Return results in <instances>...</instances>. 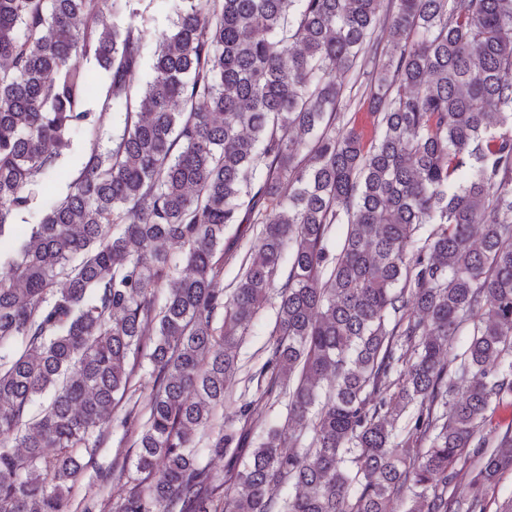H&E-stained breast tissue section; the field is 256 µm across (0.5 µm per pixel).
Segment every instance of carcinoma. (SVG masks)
I'll list each match as a JSON object with an SVG mask.
<instances>
[{
    "label": "carcinoma",
    "instance_id": "cac0c4a2",
    "mask_svg": "<svg viewBox=\"0 0 512 512\" xmlns=\"http://www.w3.org/2000/svg\"><path fill=\"white\" fill-rule=\"evenodd\" d=\"M132 2L0 0V512H68L121 405L114 512H488L512 472V425L487 428L512 401V0H179L141 88ZM88 61L126 109L105 152ZM79 127L78 176L18 231ZM253 238L254 233L246 222L240 225L232 224L226 230L224 235V247L226 246L230 250L237 252V257L224 264V288H228V285L235 279L240 260ZM274 315L270 306L262 311L255 320L240 350V358L244 364V372L255 371L264 361V348L269 340L273 327Z\"/></svg>",
    "mask_w": 512,
    "mask_h": 512
}]
</instances>
